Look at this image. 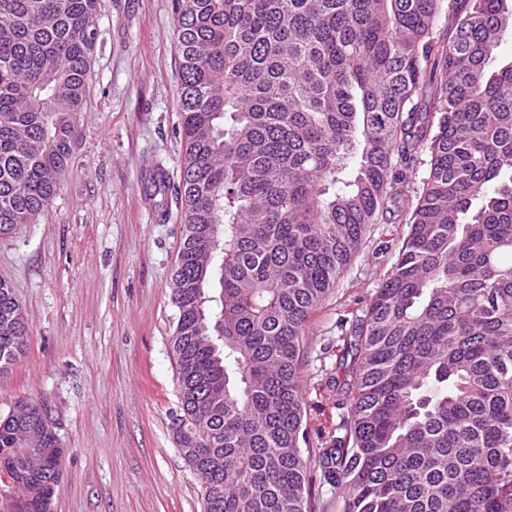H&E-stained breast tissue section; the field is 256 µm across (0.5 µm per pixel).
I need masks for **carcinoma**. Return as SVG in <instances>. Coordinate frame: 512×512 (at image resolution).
<instances>
[{
	"mask_svg": "<svg viewBox=\"0 0 512 512\" xmlns=\"http://www.w3.org/2000/svg\"><path fill=\"white\" fill-rule=\"evenodd\" d=\"M441 2L174 0V433L204 512H312L317 468L341 512H512V4L453 0L440 40ZM98 8L0 0V235L69 166ZM386 214L409 231L351 312L343 435L307 448L309 319ZM28 335L0 279V373ZM63 454L37 405L0 416V512H48Z\"/></svg>",
	"mask_w": 512,
	"mask_h": 512,
	"instance_id": "carcinoma-1",
	"label": "carcinoma"
}]
</instances>
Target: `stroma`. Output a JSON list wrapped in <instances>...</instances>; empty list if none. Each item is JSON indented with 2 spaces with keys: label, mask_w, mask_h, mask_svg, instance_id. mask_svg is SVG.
<instances>
[{
  "label": "stroma",
  "mask_w": 512,
  "mask_h": 512,
  "mask_svg": "<svg viewBox=\"0 0 512 512\" xmlns=\"http://www.w3.org/2000/svg\"><path fill=\"white\" fill-rule=\"evenodd\" d=\"M95 25L60 187L33 223L0 236V278L26 310L30 336L0 373V415L25 400L48 416L65 450L52 512H204L173 433L171 280L183 228L173 0H100ZM407 231L370 225L310 319V447L331 445L343 415L328 390L344 375L341 320L381 287Z\"/></svg>",
  "instance_id": "stroma-1"
}]
</instances>
